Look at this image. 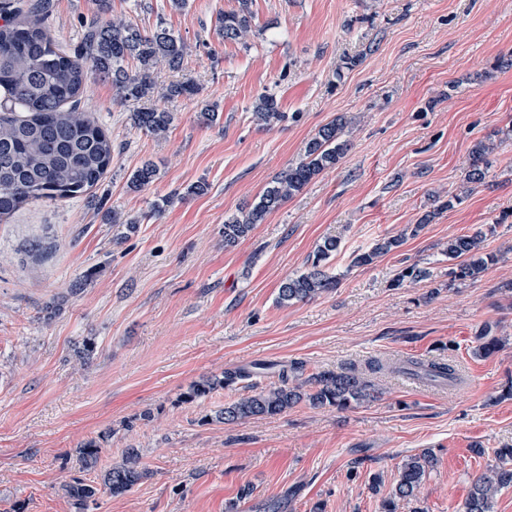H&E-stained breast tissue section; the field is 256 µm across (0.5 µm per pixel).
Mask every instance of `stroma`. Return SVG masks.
Returning a JSON list of instances; mask_svg holds the SVG:
<instances>
[{
    "mask_svg": "<svg viewBox=\"0 0 512 512\" xmlns=\"http://www.w3.org/2000/svg\"><path fill=\"white\" fill-rule=\"evenodd\" d=\"M53 4L52 33L75 45L91 0ZM237 6L111 0L112 16L164 25L185 45L180 70L154 71V103L173 126L144 134L111 82L90 78L83 109L112 136L111 170L92 195L33 202L0 224V512H77L64 484L101 479L130 447L149 477L125 496L101 493L88 512H263L281 498L288 512H381L401 463L427 450L435 464L397 512H459L496 450L512 448V0H253L244 44L217 30ZM187 79L199 99L165 97ZM263 93L286 120L257 124ZM205 103L218 113L210 124ZM340 115L355 123L336 168L225 246V219ZM488 137L486 178L466 183L468 154ZM147 161L155 182L131 191ZM490 224L483 247L497 262L450 281L449 239ZM397 235V250L353 266ZM329 237L340 241L326 264L336 290L279 305L280 283ZM410 264L426 278L394 286ZM488 324L502 345L475 357ZM409 359L451 362L458 380L396 371ZM373 360L388 365L372 377L375 400L216 419L277 383L281 364L312 374ZM236 368L251 377L184 403L195 381ZM91 439L103 451L89 471L77 448Z\"/></svg>",
    "mask_w": 512,
    "mask_h": 512,
    "instance_id": "stroma-1",
    "label": "stroma"
}]
</instances>
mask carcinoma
<instances>
[{
    "label": "carcinoma",
    "mask_w": 512,
    "mask_h": 512,
    "mask_svg": "<svg viewBox=\"0 0 512 512\" xmlns=\"http://www.w3.org/2000/svg\"><path fill=\"white\" fill-rule=\"evenodd\" d=\"M238 3V9L218 17V31L226 42H245L255 26L252 0ZM93 4L80 41L66 50L46 26L51 0H0V224L9 223L31 202L89 194L112 165V137L80 108L91 74L111 80L118 97L136 105L131 120L137 129L161 138L174 122L173 113L152 104L153 71L161 62L173 69L181 66L185 54L181 39L161 24L145 32L131 21L108 18L110 0H93ZM131 61L136 62L133 70L129 69ZM199 94V86L192 81L176 82L166 88V96L172 99L191 100ZM253 112L265 127L286 119L273 94L259 96ZM348 124L346 117L339 116L321 126L307 142L299 161L275 177L258 202L224 221V245L237 244L315 177L335 168L349 147L344 139ZM492 151L491 141H479L473 146L468 161L469 183L484 181ZM157 175L156 165L145 163L134 171L128 188L140 191L152 184ZM495 231L496 225L490 224L484 231L448 240L446 254L453 261L448 268L451 281L474 279L496 261L494 254L482 248L487 235ZM401 244L398 237L388 238L370 251L356 253L353 265L368 266ZM338 248L336 239H325L312 255L307 272L281 282L278 303L306 301L336 288V278L329 275L325 264ZM425 277L426 271L409 265L401 270L395 285ZM401 369L431 382L457 380L454 367L445 363L409 360ZM301 375V362L280 366L279 383L225 404L216 419L230 424L277 416L304 401L314 407L341 411L374 396L372 382L353 364L314 373L301 384L293 383ZM249 376L250 370L240 368L205 377L190 386L184 400L205 398ZM496 454L498 463L475 480L460 512H492L494 495L512 487V448H500ZM433 464L434 457L428 451L405 459L394 489L382 501L383 512H394L397 499L416 497ZM147 477L138 449L128 448L121 461L104 474L102 485L118 497ZM99 492L92 482L66 486L68 498L81 512Z\"/></svg>",
    "instance_id": "cac0c4a2"
}]
</instances>
